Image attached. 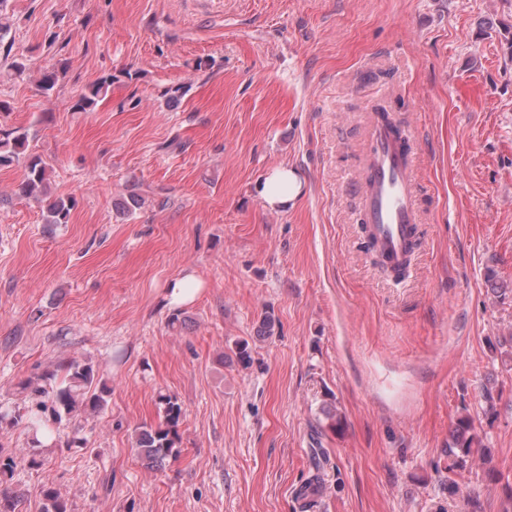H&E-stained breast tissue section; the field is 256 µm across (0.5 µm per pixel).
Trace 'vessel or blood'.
Segmentation results:
<instances>
[{
	"label": "vessel or blood",
	"instance_id": "vessel-or-blood-1",
	"mask_svg": "<svg viewBox=\"0 0 512 512\" xmlns=\"http://www.w3.org/2000/svg\"><path fill=\"white\" fill-rule=\"evenodd\" d=\"M361 205L369 243L388 267L405 269L420 221L413 150L407 135L381 122L370 123Z\"/></svg>",
	"mask_w": 512,
	"mask_h": 512
}]
</instances>
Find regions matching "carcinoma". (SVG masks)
<instances>
[{
  "instance_id": "obj_1",
  "label": "carcinoma",
  "mask_w": 512,
  "mask_h": 512,
  "mask_svg": "<svg viewBox=\"0 0 512 512\" xmlns=\"http://www.w3.org/2000/svg\"><path fill=\"white\" fill-rule=\"evenodd\" d=\"M112 82L108 77L93 85L90 95L83 97L76 107L84 110L95 104L102 91ZM28 133L15 129L0 138V166L14 161L19 155H26L24 174L18 184L16 193L21 197L39 199L46 195L49 167L38 155L26 154ZM75 207L72 198H56L47 205V222L66 224ZM22 389L30 391L36 400L35 407L26 413L9 415L0 413V426H23L32 436V443L40 444L49 440L54 434V425L62 417L76 413L102 410L106 404L105 395L108 387L96 376L94 367L89 362L76 360L63 361L52 369L44 370L40 375L22 383ZM156 405L160 422L156 426L144 427L136 433L134 449L143 465L149 469L162 466L168 458H177L182 453L181 434L179 431L183 420V409L176 396L158 393ZM476 435L472 433L469 418L458 419L448 443V455L453 457L452 467H465L471 457ZM26 462L37 464V460L24 451L5 454L0 450V512H21L25 494L12 486L11 480L17 465ZM313 473L301 486L297 498L302 500V509L314 508L324 488L321 475L319 452L311 457ZM42 499L41 512H70L68 502L60 492L51 487L40 488Z\"/></svg>"
}]
</instances>
